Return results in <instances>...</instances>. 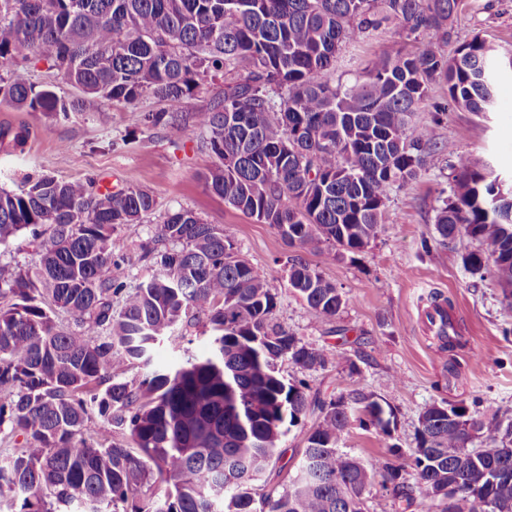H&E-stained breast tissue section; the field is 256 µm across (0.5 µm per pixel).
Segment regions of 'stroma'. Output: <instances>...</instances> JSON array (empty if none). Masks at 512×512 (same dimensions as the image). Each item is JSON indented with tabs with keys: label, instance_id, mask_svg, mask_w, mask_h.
Returning <instances> with one entry per match:
<instances>
[{
	"label": "stroma",
	"instance_id": "stroma-1",
	"mask_svg": "<svg viewBox=\"0 0 512 512\" xmlns=\"http://www.w3.org/2000/svg\"><path fill=\"white\" fill-rule=\"evenodd\" d=\"M457 40L481 36L512 48V0H466L453 22ZM412 42L386 22L336 57V77L349 79L368 59L411 47ZM142 99L136 109L78 112L52 119L0 104V125H28L33 135L23 151L0 146V186L11 188L23 172H46L65 180L98 175L106 184L140 187L157 197L156 212L142 223L124 226L127 247L115 276L143 272L141 247L150 241L171 208L192 210L204 222L223 227L236 250L266 278L278 296L275 320L304 343L345 353L348 363L329 362L301 371L282 362L288 381L306 379L312 387L338 394L363 388L394 413L391 435L352 423L339 442L341 451L363 461L386 459L411 468L419 417L445 400L492 404L512 417V301L492 276L468 272L462 256L471 248L458 238L434 242L438 197L448 186L447 161L466 154L502 177L512 176V82L497 91V109L474 114L452 112L438 131V149L425 172L396 189L378 239L351 259L312 253L308 262L344 294L346 306L336 322L316 320L288 286L283 261L292 249L269 225L233 209L205 186L212 165L207 151L178 140L164 128L146 129L138 118L162 110ZM448 298L460 336L453 349L441 348L425 324L432 293ZM399 375V385L389 384Z\"/></svg>",
	"mask_w": 512,
	"mask_h": 512
}]
</instances>
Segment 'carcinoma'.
I'll return each mask as SVG.
<instances>
[{
    "instance_id": "1",
    "label": "carcinoma",
    "mask_w": 512,
    "mask_h": 512,
    "mask_svg": "<svg viewBox=\"0 0 512 512\" xmlns=\"http://www.w3.org/2000/svg\"><path fill=\"white\" fill-rule=\"evenodd\" d=\"M463 0H0V102L67 119L88 104L136 107L149 95L178 103L217 77L205 112H146L213 158L207 188L276 230L290 247L340 260L379 236L393 191L416 180L449 112H491L512 77V52L476 35L453 41ZM385 21L414 50L370 59L351 81L334 77L341 50ZM44 63L73 89L18 72ZM443 101L431 102L433 86ZM429 122L413 116L427 105ZM32 129L1 126L0 144L24 151ZM436 208L442 244H474L472 274L512 289V192L461 155ZM153 193L108 187L93 175L29 174L0 187V247L29 233L31 271L0 275V495L6 512H362L381 478L401 512H438L448 485L459 512H512V420L492 405L434 403L420 416L414 473L341 452L351 418L390 434L393 412L359 388L327 395L290 382L286 359L313 371L332 351L274 323L277 294L224 234L193 211L169 209L143 246L149 274L112 276L126 248L119 234L155 211ZM288 285L312 316L332 322L341 291L301 255ZM119 306H114V300ZM70 317L68 324L57 315ZM202 326L210 351L182 346ZM182 351L153 366L157 347ZM133 378H127V374ZM302 464L288 486L255 498L252 485L283 458L289 427L308 415ZM102 431L89 432L93 416Z\"/></svg>"
}]
</instances>
